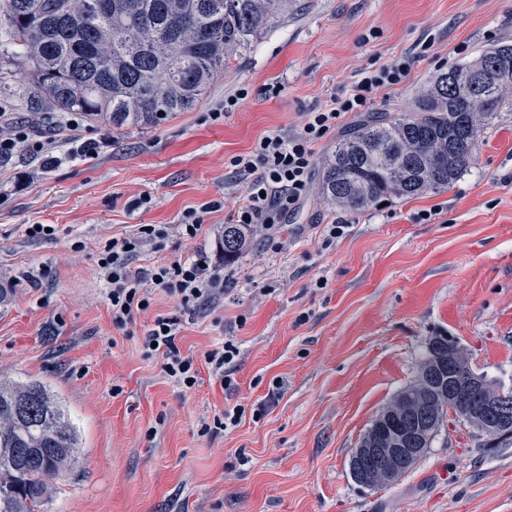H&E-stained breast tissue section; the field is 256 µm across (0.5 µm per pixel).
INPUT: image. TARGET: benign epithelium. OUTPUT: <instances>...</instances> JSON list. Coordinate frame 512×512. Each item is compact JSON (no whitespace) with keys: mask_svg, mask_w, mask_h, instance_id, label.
<instances>
[{"mask_svg":"<svg viewBox=\"0 0 512 512\" xmlns=\"http://www.w3.org/2000/svg\"><path fill=\"white\" fill-rule=\"evenodd\" d=\"M415 384L423 395L397 394L353 450V475L359 484L369 488L393 484L423 456L431 430L422 427L420 416L431 414L423 402L436 390L448 395L442 416L457 417L464 427L488 440L512 432V411L504 391L488 387L464 350L451 339L446 349L432 357Z\"/></svg>","mask_w":512,"mask_h":512,"instance_id":"obj_1","label":"benign epithelium"}]
</instances>
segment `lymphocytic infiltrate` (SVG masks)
<instances>
[{
    "label": "lymphocytic infiltrate",
    "mask_w": 512,
    "mask_h": 512,
    "mask_svg": "<svg viewBox=\"0 0 512 512\" xmlns=\"http://www.w3.org/2000/svg\"><path fill=\"white\" fill-rule=\"evenodd\" d=\"M411 64L410 58L402 57L366 69L347 93L332 96L324 108L305 113L299 131L270 132L260 137L249 153L233 157L231 164L246 184V201L230 214V221L248 227L261 225L266 246L281 250L280 230L310 188L315 143L335 130L340 118L367 111L377 90L403 83ZM160 235L154 225L142 224L135 235L107 240L99 252L98 267L109 286L112 323L117 328H124L136 314L147 311L155 290L167 293L185 308L213 302L224 294L223 268L203 256L132 269L133 259ZM179 324L177 316L157 315L142 338L146 355L160 358L164 375L184 389L194 388L204 369L222 388H235V363L240 356L237 343L228 338L201 355H185L176 344Z\"/></svg>",
    "instance_id": "lymphocytic-infiltrate-1"
}]
</instances>
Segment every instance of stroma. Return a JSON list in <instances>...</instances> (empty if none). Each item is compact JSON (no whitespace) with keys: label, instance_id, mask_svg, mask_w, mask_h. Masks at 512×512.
<instances>
[{"label":"stroma","instance_id":"stroma-1","mask_svg":"<svg viewBox=\"0 0 512 512\" xmlns=\"http://www.w3.org/2000/svg\"><path fill=\"white\" fill-rule=\"evenodd\" d=\"M501 43H512V0H289L193 110L122 131L85 120L55 135L48 158L25 152L0 168V287L13 293L0 307V376L48 385L80 441L44 512H512V440L488 442L455 419L392 486L364 487L349 469L433 337L512 387V97L449 189L358 212L321 194L325 164L361 118L349 114L315 146L286 250L268 249L257 225L234 262L223 248L245 202L230 160L262 135L296 132L365 68L403 55L414 59L408 78L370 110L410 113L435 74ZM17 71L0 60V124L33 126L44 107ZM242 88L232 112L210 119ZM145 193L151 203L138 205ZM214 200L223 207L202 235L180 239L184 212ZM335 220L347 229L323 246L314 227ZM31 224L55 233L29 237ZM141 224L165 237L134 267L207 255L224 269L223 297L184 312L156 290L134 322L113 326L99 251ZM159 313L180 317L184 353L234 337L237 389L205 370L190 390L165 377L142 348ZM238 405L236 428L202 434V421Z\"/></svg>","mask_w":512,"mask_h":512}]
</instances>
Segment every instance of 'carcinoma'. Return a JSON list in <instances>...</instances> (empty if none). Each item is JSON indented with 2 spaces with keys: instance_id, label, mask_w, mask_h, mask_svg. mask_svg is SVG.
Instances as JSON below:
<instances>
[{
  "instance_id": "carcinoma-1",
  "label": "carcinoma",
  "mask_w": 512,
  "mask_h": 512,
  "mask_svg": "<svg viewBox=\"0 0 512 512\" xmlns=\"http://www.w3.org/2000/svg\"><path fill=\"white\" fill-rule=\"evenodd\" d=\"M5 0L0 29L20 49L19 75L65 132L79 112L117 130L150 127L192 110L233 53L262 33L288 0ZM512 93V44L437 74L400 117L373 114L336 146L324 198L362 211L387 196L451 187L470 167L484 128ZM224 225V260L244 249ZM79 442L59 398L39 381L0 377V512H43L52 480L72 469Z\"/></svg>"
}]
</instances>
